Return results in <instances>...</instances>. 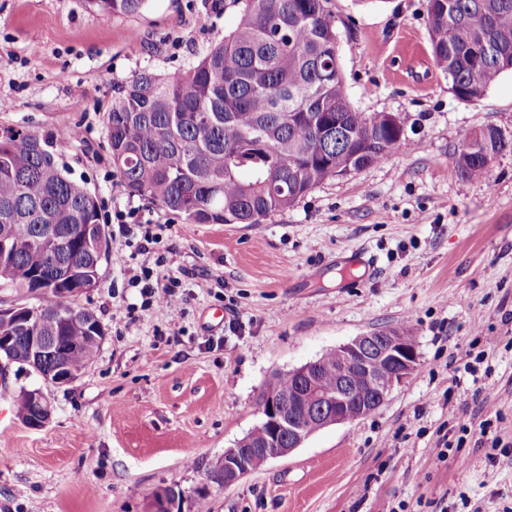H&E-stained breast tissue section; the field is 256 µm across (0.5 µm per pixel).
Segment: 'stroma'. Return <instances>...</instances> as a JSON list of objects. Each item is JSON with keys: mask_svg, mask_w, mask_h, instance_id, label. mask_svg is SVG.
I'll list each match as a JSON object with an SVG mask.
<instances>
[{"mask_svg": "<svg viewBox=\"0 0 512 512\" xmlns=\"http://www.w3.org/2000/svg\"><path fill=\"white\" fill-rule=\"evenodd\" d=\"M213 1L112 15L87 0H0V134L50 135L100 213L139 208L159 235L144 253L138 230L106 224L99 284L71 300L106 337L76 382L0 369V512H149L160 489L173 512H512V151L483 179L454 163L470 131L512 134V71L459 100L431 56L427 0H329L351 106L397 116L407 147L263 223L189 224L127 193L105 120L113 85L182 72L235 27L232 0ZM150 278L177 283V308L146 305ZM389 328L412 331L419 363L376 412L233 485L213 479L260 424L275 373ZM39 386L53 415L32 429L14 398ZM485 418L507 447L493 467L477 441ZM442 435L444 461L430 451Z\"/></svg>", "mask_w": 512, "mask_h": 512, "instance_id": "35a3bbf8", "label": "stroma"}]
</instances>
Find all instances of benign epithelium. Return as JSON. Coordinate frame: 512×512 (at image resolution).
I'll list each match as a JSON object with an SVG mask.
<instances>
[{
    "mask_svg": "<svg viewBox=\"0 0 512 512\" xmlns=\"http://www.w3.org/2000/svg\"><path fill=\"white\" fill-rule=\"evenodd\" d=\"M25 330L24 359L21 364L34 369L43 382L62 387L76 381L79 373L72 371L59 344V337L41 332L37 314L23 305L0 308V361L15 362V332ZM341 369L336 393L323 391L319 381L320 363L309 362L291 370L295 387L283 394L269 384L257 408L261 414L258 428L264 432L263 450L249 438L224 450L217 464V479L232 485L252 473L266 461L285 457L311 435L298 425L300 415L315 418L314 430L345 424L366 417L383 405L391 389L408 378L418 366L417 350L406 345L394 329L362 334L338 347ZM367 374L366 390L348 380L351 371ZM30 411L20 414L30 428L40 429L51 419L52 405L40 388L26 390Z\"/></svg>",
    "mask_w": 512,
    "mask_h": 512,
    "instance_id": "1",
    "label": "benign epithelium"
}]
</instances>
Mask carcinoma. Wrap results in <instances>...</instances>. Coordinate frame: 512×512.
Returning <instances> with one entry per match:
<instances>
[{
	"instance_id": "cac0c4a2",
	"label": "carcinoma",
	"mask_w": 512,
	"mask_h": 512,
	"mask_svg": "<svg viewBox=\"0 0 512 512\" xmlns=\"http://www.w3.org/2000/svg\"><path fill=\"white\" fill-rule=\"evenodd\" d=\"M147 0H88L102 13L133 14ZM239 20L186 71L143 70L114 86L106 119L112 163L126 191L180 214L188 224H260L323 181L359 171L405 147L385 113L350 105L328 0H234ZM430 44L452 93L483 95L512 70V0H428ZM512 150L496 128L465 136L455 153L464 178L486 177L489 160ZM47 135H0V240L13 288L41 291V328L77 348V370L95 358L92 326L61 324L58 288H93L99 210L69 176ZM54 225V235L42 225ZM320 383L336 392L337 352L324 353Z\"/></svg>"
}]
</instances>
